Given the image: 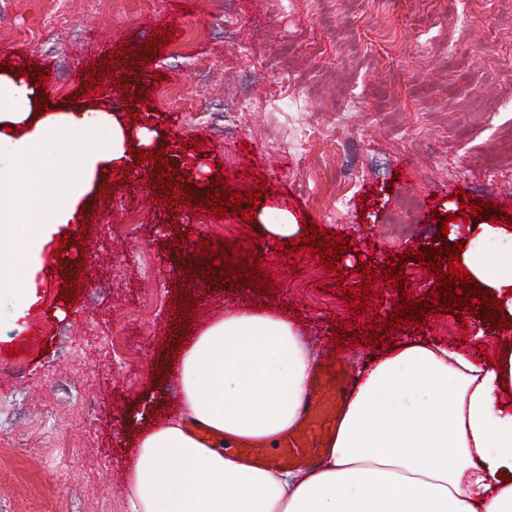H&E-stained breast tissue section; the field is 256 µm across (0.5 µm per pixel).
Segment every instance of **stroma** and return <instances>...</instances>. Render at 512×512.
Listing matches in <instances>:
<instances>
[{
    "mask_svg": "<svg viewBox=\"0 0 512 512\" xmlns=\"http://www.w3.org/2000/svg\"><path fill=\"white\" fill-rule=\"evenodd\" d=\"M70 24L35 41L47 0H0V62L15 54L54 69L44 97L57 110L150 115V148L166 162L120 167L88 194L81 224L65 228L64 259L46 243L34 261L36 297L0 291V506L7 512H128V474L141 437L180 407L178 339L211 317L242 311L287 315L318 360L338 352L351 373L389 342L428 336L442 345L512 344L500 313L460 321L433 311L375 343L338 344L336 331L389 318L400 292L372 280L354 316L336 274L384 267L406 249L436 245L437 213L452 216L447 243L476 240L485 224L459 218V192L512 218V199L493 173L512 165V0H73ZM241 34L225 39L229 24ZM173 27L163 51L155 32ZM119 55L115 73L141 90L114 102L100 79L84 92V68L102 62L100 42ZM155 90L146 84L154 76ZM192 84L204 125L168 99ZM315 131L302 151L300 125ZM205 137L204 182L192 202L140 200L135 184L184 175L185 144ZM234 191L263 187L255 219L216 218L205 204L216 179ZM289 212L297 224L348 237L337 272L309 248L282 255L266 227ZM138 221L136 235L122 224ZM88 234L80 244V234ZM258 250L271 293L230 289L196 264L201 239ZM79 289H72V281ZM189 298V307L174 304ZM151 305V328L130 311Z\"/></svg>",
    "mask_w": 512,
    "mask_h": 512,
    "instance_id": "stroma-1",
    "label": "stroma"
}]
</instances>
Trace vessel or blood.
Listing matches in <instances>:
<instances>
[{
    "label": "vessel or blood",
    "instance_id": "vessel-or-blood-1",
    "mask_svg": "<svg viewBox=\"0 0 512 512\" xmlns=\"http://www.w3.org/2000/svg\"><path fill=\"white\" fill-rule=\"evenodd\" d=\"M351 383L342 366L328 361L311 381L303 396L301 419L294 431L282 438L276 454L260 446L243 448L250 460L275 466L303 465L315 460L328 447L336 432V408L343 391Z\"/></svg>",
    "mask_w": 512,
    "mask_h": 512
}]
</instances>
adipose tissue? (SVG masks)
<instances>
[{"instance_id":"1","label":"adipose tissue","mask_w":512,"mask_h":512,"mask_svg":"<svg viewBox=\"0 0 512 512\" xmlns=\"http://www.w3.org/2000/svg\"><path fill=\"white\" fill-rule=\"evenodd\" d=\"M33 81L0 74V283L24 289L26 256L77 223L103 170L147 145L110 112L40 109ZM105 137L78 158L70 145ZM481 287L512 289V248L469 247ZM183 409L143 436L128 475L131 512H512V347L501 365L422 339L395 343L348 394L317 465L284 471L224 452L267 446L294 426L315 356L286 316L240 312L184 337Z\"/></svg>"}]
</instances>
